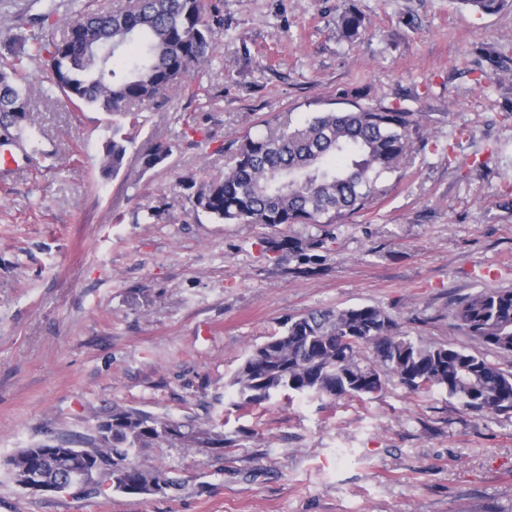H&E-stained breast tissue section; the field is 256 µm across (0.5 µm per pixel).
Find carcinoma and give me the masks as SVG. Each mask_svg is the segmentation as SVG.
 Listing matches in <instances>:
<instances>
[{
    "mask_svg": "<svg viewBox=\"0 0 512 512\" xmlns=\"http://www.w3.org/2000/svg\"><path fill=\"white\" fill-rule=\"evenodd\" d=\"M481 14L500 11L508 0H457ZM56 0H44L36 18L65 28L62 38H39L15 29L7 53L0 55V134L22 141L23 128L35 124L31 99L44 92L25 71L37 57L49 71V90L72 107L123 114L167 94L189 91L187 74L204 65L216 33L224 29L220 0H129L107 10H92L72 0L59 17ZM336 28L346 40L366 28L364 17L345 7ZM111 55L101 60L102 50ZM420 115L408 109L361 105L311 113L295 125L274 117L265 130L228 146L231 162L221 174L191 182L189 201L218 223L334 224L365 210L376 198L377 183L394 172L407 154ZM127 137L112 136L101 160L114 175L124 165ZM162 144L142 156L149 170L166 160ZM448 314L474 340L503 356H512V291L481 290L451 303ZM384 309L359 305L310 311L290 317L254 347L235 371L230 386L240 407L261 405L282 391L299 396L361 397L380 391L388 374L412 393L440 390L479 415L512 413V371L447 343L414 341L395 332ZM81 444L108 467L89 490L166 493L177 478L139 464L149 448L176 445L222 448L224 439L210 430L136 408L114 407ZM21 449L8 461L26 464L47 479L62 474L53 457Z\"/></svg>",
    "mask_w": 512,
    "mask_h": 512,
    "instance_id": "obj_1",
    "label": "carcinoma"
}]
</instances>
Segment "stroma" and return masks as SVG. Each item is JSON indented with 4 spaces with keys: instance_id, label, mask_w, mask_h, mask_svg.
I'll return each mask as SVG.
<instances>
[{
    "instance_id": "stroma-1",
    "label": "stroma",
    "mask_w": 512,
    "mask_h": 512,
    "mask_svg": "<svg viewBox=\"0 0 512 512\" xmlns=\"http://www.w3.org/2000/svg\"><path fill=\"white\" fill-rule=\"evenodd\" d=\"M224 31L197 95L138 119L35 98L24 156L0 167V512H512V414L477 415L397 379L360 398L280 393L239 411L229 381L287 318L384 308L400 334L512 370L448 315L512 290V91L475 82L484 46L512 57V6L456 0H221ZM354 5L368 26L341 38ZM421 113L374 204L338 224H225L190 181L275 114L352 103ZM194 121L196 135L185 133ZM119 173L100 159L114 129ZM167 160L143 169L156 144ZM213 425L226 448H151L164 495L32 494L5 462L70 446L113 405Z\"/></svg>"
}]
</instances>
